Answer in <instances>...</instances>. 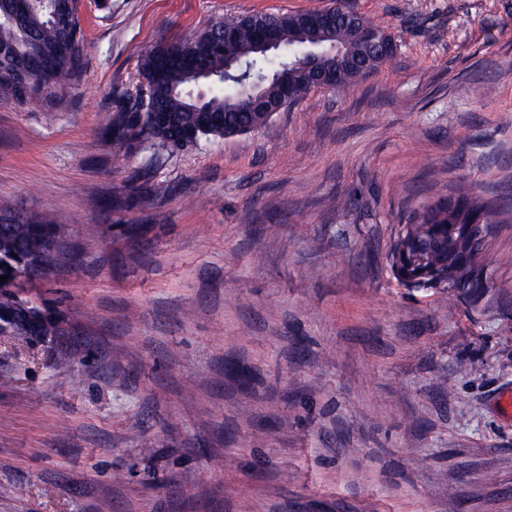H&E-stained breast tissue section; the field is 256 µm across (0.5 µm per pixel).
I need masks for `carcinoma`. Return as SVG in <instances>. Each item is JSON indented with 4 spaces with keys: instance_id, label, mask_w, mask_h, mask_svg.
<instances>
[{
    "instance_id": "carcinoma-1",
    "label": "carcinoma",
    "mask_w": 512,
    "mask_h": 512,
    "mask_svg": "<svg viewBox=\"0 0 512 512\" xmlns=\"http://www.w3.org/2000/svg\"><path fill=\"white\" fill-rule=\"evenodd\" d=\"M331 14L315 28L305 12L280 14L246 13L207 23L186 39L165 43L139 55L137 83L125 101L109 113L102 134L112 146L126 152L146 146L156 159L176 150L188 149L202 139H220L253 131L269 122L257 111L251 94L212 92L200 98L191 90L206 84L193 72V64L205 62L212 74L224 73L227 60L244 56L256 72L266 69L265 57L245 48L254 35L275 30L286 46L309 48L312 32L320 31L326 44H336L348 57L338 86L350 87L365 75L393 59L380 56L375 41L385 31L363 20L373 40L354 37L348 15ZM71 44L70 59L55 64L63 42ZM0 48L8 58L0 60V102L26 109L49 108L57 91L78 73L84 56V38L76 0H54L46 9L40 0H0ZM23 66L42 71L39 83L28 86L17 79L14 68ZM150 95L158 108L170 112L176 123L166 129L152 126L140 111L142 92ZM494 206L485 200L461 196L438 197L414 211L392 252V268L403 283L423 279L434 287L467 286L477 293L483 284L476 278L479 248L474 240L488 234ZM63 229L48 214L33 219L0 221V333L40 336L46 320L40 310L20 301L12 288L18 276L43 277L52 272L44 266L40 253L46 242L57 243Z\"/></svg>"
}]
</instances>
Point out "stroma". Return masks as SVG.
I'll return each instance as SVG.
<instances>
[{
  "instance_id": "stroma-1",
  "label": "stroma",
  "mask_w": 512,
  "mask_h": 512,
  "mask_svg": "<svg viewBox=\"0 0 512 512\" xmlns=\"http://www.w3.org/2000/svg\"><path fill=\"white\" fill-rule=\"evenodd\" d=\"M348 2L395 63L160 162L101 134L138 53L330 0H83L76 81L0 103V209L75 256L17 282L52 335L0 334V512H512V0ZM462 193L482 293L406 286ZM494 214V206L479 198L439 196L410 216L392 252L394 274L407 285L423 279L430 287L467 286L478 293L483 284L476 278L480 257L474 240L480 245Z\"/></svg>"
}]
</instances>
